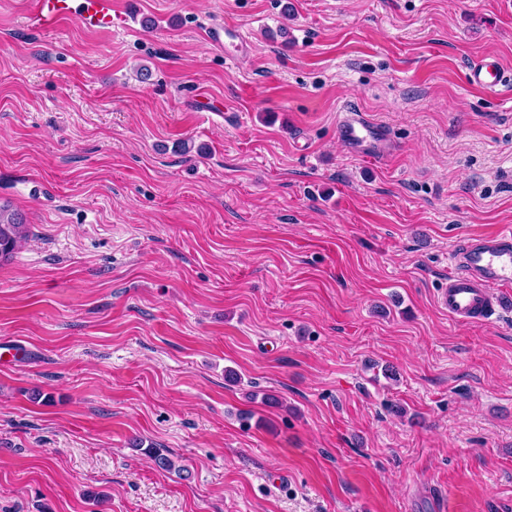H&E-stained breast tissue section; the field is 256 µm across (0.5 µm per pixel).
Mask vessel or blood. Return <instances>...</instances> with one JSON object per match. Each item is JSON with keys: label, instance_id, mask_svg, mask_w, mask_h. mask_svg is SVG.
I'll list each match as a JSON object with an SVG mask.
<instances>
[{"label": "vessel or blood", "instance_id": "b4317fda", "mask_svg": "<svg viewBox=\"0 0 512 512\" xmlns=\"http://www.w3.org/2000/svg\"><path fill=\"white\" fill-rule=\"evenodd\" d=\"M30 14L44 28L65 19L97 27H111L112 0H29ZM467 85L486 91L506 86L499 61L482 57L471 62ZM341 141L365 156L386 148L383 127L354 109H344L337 123ZM448 285L440 289L438 306L455 322L487 321L495 313L498 293L512 287V230L468 236L452 249Z\"/></svg>", "mask_w": 512, "mask_h": 512}]
</instances>
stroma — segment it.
I'll use <instances>...</instances> for the list:
<instances>
[{
	"mask_svg": "<svg viewBox=\"0 0 512 512\" xmlns=\"http://www.w3.org/2000/svg\"><path fill=\"white\" fill-rule=\"evenodd\" d=\"M112 15L0 0V202L30 227L0 263V512H512V291L490 323L435 303L457 241L512 226V86L465 82L512 77V0ZM30 14L43 28L65 19L112 29V0H30ZM465 80L470 87L486 91H496L510 83L504 76V71L496 58L482 57L471 62L465 74ZM337 133L344 144L365 156H373L386 149L383 127L352 108L343 110L337 123Z\"/></svg>",
	"mask_w": 512,
	"mask_h": 512,
	"instance_id": "35a3bbf8",
	"label": "stroma"
}]
</instances>
